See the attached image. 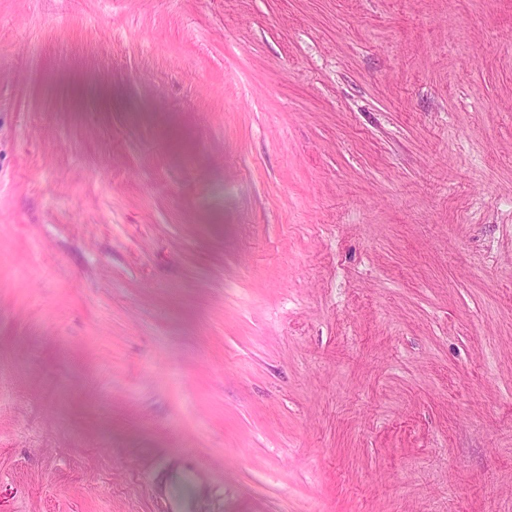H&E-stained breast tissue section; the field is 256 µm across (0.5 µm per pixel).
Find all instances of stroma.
Wrapping results in <instances>:
<instances>
[{
    "instance_id": "stroma-1",
    "label": "stroma",
    "mask_w": 512,
    "mask_h": 512,
    "mask_svg": "<svg viewBox=\"0 0 512 512\" xmlns=\"http://www.w3.org/2000/svg\"><path fill=\"white\" fill-rule=\"evenodd\" d=\"M0 512H512V0H0Z\"/></svg>"
}]
</instances>
